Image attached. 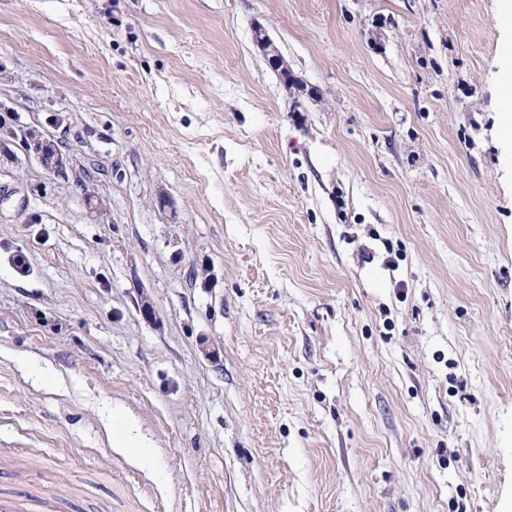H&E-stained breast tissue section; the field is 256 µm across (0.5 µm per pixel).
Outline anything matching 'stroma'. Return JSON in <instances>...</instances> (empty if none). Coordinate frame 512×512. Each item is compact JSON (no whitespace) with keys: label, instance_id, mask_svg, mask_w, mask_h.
I'll list each match as a JSON object with an SVG mask.
<instances>
[{"label":"stroma","instance_id":"obj_1","mask_svg":"<svg viewBox=\"0 0 512 512\" xmlns=\"http://www.w3.org/2000/svg\"><path fill=\"white\" fill-rule=\"evenodd\" d=\"M498 13L0 0L5 118L73 168L0 159V497L512 512Z\"/></svg>","mask_w":512,"mask_h":512}]
</instances>
